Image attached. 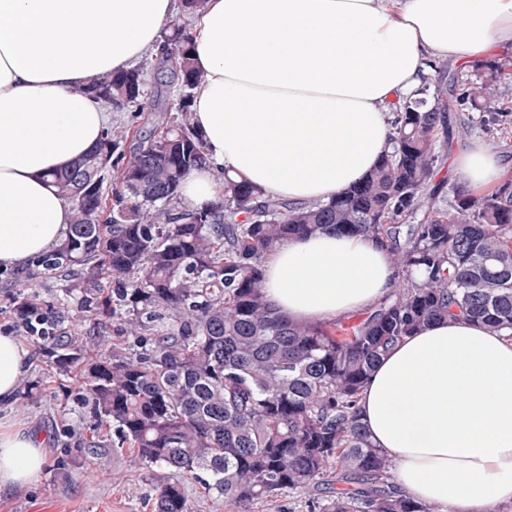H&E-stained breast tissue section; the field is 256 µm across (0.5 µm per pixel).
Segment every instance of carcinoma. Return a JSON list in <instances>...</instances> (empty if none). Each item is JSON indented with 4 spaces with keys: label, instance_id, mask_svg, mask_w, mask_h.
<instances>
[{
    "label": "carcinoma",
    "instance_id": "1",
    "mask_svg": "<svg viewBox=\"0 0 512 512\" xmlns=\"http://www.w3.org/2000/svg\"><path fill=\"white\" fill-rule=\"evenodd\" d=\"M190 40L178 26L155 57L87 87L129 116L51 175L72 222L29 269L69 279L49 301L16 295L10 318L47 363L78 378L94 418L78 444L88 455L111 429L139 463L191 477L238 512L306 491L309 512H435L390 482L391 463L372 445L357 400L390 348L434 321L464 316L512 331V191L473 196L432 184L452 133L423 93L394 111L390 148L375 168L328 201L298 204L222 172L224 202L182 207V182L208 165L190 110L202 79ZM150 73L166 74L177 116L154 117L142 86L125 99L127 80ZM495 93V76L479 73L448 99L435 85L433 98L459 112L461 127L489 133L499 122ZM113 173L127 193L107 191ZM327 230L384 243L398 284L355 324L293 323L264 299V258ZM75 313L88 321L80 335L66 330ZM114 320L115 339L90 356ZM331 471L336 488L324 480ZM154 508L190 512L177 482L160 488Z\"/></svg>",
    "mask_w": 512,
    "mask_h": 512
}]
</instances>
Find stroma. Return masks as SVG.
I'll return each mask as SVG.
<instances>
[{
    "instance_id": "1",
    "label": "stroma",
    "mask_w": 512,
    "mask_h": 512,
    "mask_svg": "<svg viewBox=\"0 0 512 512\" xmlns=\"http://www.w3.org/2000/svg\"><path fill=\"white\" fill-rule=\"evenodd\" d=\"M493 109L504 119L485 140L511 159L512 77L498 84ZM60 286V280L40 278L25 289L0 285V332L12 333L29 352L28 370L14 398L0 403V422L16 424L46 442L40 481L25 488L0 489V512H152L158 489L171 480L168 471L133 463L130 448L109 444L95 461L94 476H87L86 459L77 452L74 435L90 424L88 411L71 388L61 387L59 375L41 360L33 341L11 324L13 296L23 292L40 302L53 298Z\"/></svg>"
}]
</instances>
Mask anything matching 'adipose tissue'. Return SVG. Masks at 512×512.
I'll return each mask as SVG.
<instances>
[{
	"label": "adipose tissue",
	"instance_id": "obj_1",
	"mask_svg": "<svg viewBox=\"0 0 512 512\" xmlns=\"http://www.w3.org/2000/svg\"><path fill=\"white\" fill-rule=\"evenodd\" d=\"M178 0H0V268L54 249L71 220L50 173L88 152L107 122L87 92L99 76L157 50ZM204 77L192 110L210 167L184 181L203 209L218 175L303 203L362 179L389 146L392 104L413 97L443 60H485L512 45V0H208L191 30ZM456 163L469 193L497 189L511 165L482 141ZM267 302L322 323L367 311L397 272L363 235L289 240L264 263ZM29 352L0 333V402ZM358 411L408 497L445 512L512 502V337L441 320L398 342L366 381ZM45 446L0 424V487L37 482Z\"/></svg>",
	"mask_w": 512,
	"mask_h": 512
}]
</instances>
